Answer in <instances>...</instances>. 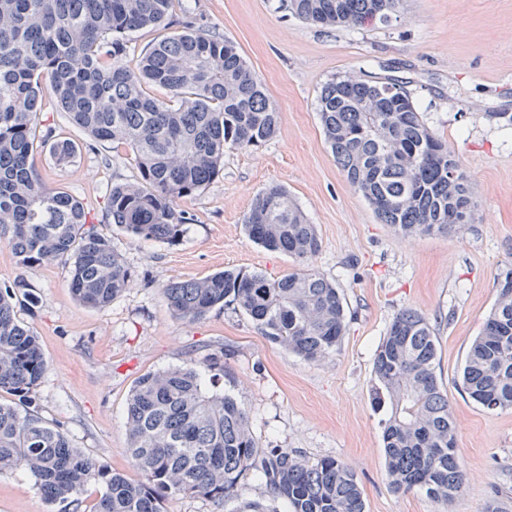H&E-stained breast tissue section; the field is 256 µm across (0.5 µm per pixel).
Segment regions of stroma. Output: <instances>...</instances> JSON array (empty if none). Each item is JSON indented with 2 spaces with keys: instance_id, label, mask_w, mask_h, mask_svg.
Wrapping results in <instances>:
<instances>
[{
  "instance_id": "1",
  "label": "stroma",
  "mask_w": 512,
  "mask_h": 512,
  "mask_svg": "<svg viewBox=\"0 0 512 512\" xmlns=\"http://www.w3.org/2000/svg\"><path fill=\"white\" fill-rule=\"evenodd\" d=\"M180 9L178 21L237 44L279 112V132L259 148L226 150L221 174L178 200L192 219L180 241L144 242L108 215L109 187L138 175L132 153L88 140L44 98L42 132L74 141L78 152L64 167L39 152L36 167L48 187L83 200L132 279L110 306L90 309L72 297L63 265L19 269L0 243V284L21 275L37 295L35 307L17 309L39 336L47 365L33 410L63 428L73 447L132 478L125 415L136 379L183 365L205 374L217 362L219 387L248 414L260 449L341 460L357 475L366 512H486L493 502L512 512V409L486 411L456 383L494 303L497 276L512 269V0H404L388 21L337 29L302 22L285 0H181ZM345 73L403 82L472 183L478 207L460 232L401 238L349 186L316 111L323 84ZM274 182L315 224L321 249L312 264L346 298V334L321 363L268 342L233 306L191 322L163 302L161 287L170 281L232 267L271 278L300 269L298 260L253 244L242 228L255 195ZM405 308L433 329L457 424L465 483L445 505L395 491L386 475V413L372 399L373 355ZM247 502L285 510L252 479L230 490L223 507L177 496L166 509L237 512ZM59 510L30 475L0 473V512Z\"/></svg>"
}]
</instances>
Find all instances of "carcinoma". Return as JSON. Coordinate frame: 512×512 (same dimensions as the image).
Masks as SVG:
<instances>
[{
    "instance_id": "obj_1",
    "label": "carcinoma",
    "mask_w": 512,
    "mask_h": 512,
    "mask_svg": "<svg viewBox=\"0 0 512 512\" xmlns=\"http://www.w3.org/2000/svg\"><path fill=\"white\" fill-rule=\"evenodd\" d=\"M176 0H0V241L22 269L62 263L80 304L103 309L128 288L131 271L88 221L83 202L43 182L34 161L41 79L58 109L89 138L129 149L139 172L112 185L108 212L126 233L151 242L180 240L188 217L177 200L203 191L224 168L227 148H257L276 136L279 113L264 83L231 40L203 28L160 40L124 62L127 38L174 22ZM401 0H288L299 18L325 27L386 21ZM348 75L317 98L324 137L348 184L378 219L403 237L451 234L476 207L470 181L426 126L410 93ZM160 87L169 98L148 94ZM77 145L58 140V166ZM254 244L306 266L281 278L225 269L162 287L168 309L200 321L235 304L267 341L312 363L336 354L346 331L340 288L307 265L321 249L288 189L272 183L243 219ZM36 303L21 276L0 285V472L30 474L61 512H80L94 479L103 492L88 512H165L168 499L198 496L218 504L251 476L288 512H365L355 472L326 456L303 460L259 449L247 413L190 366L148 372L127 400L129 455L138 478L109 470L73 447L66 433L30 410L46 371L37 336L16 316ZM436 338L412 309L393 318L373 361L377 405H389L383 442L396 491L423 490L446 504L463 488L457 431L436 368ZM458 384L487 411L512 409V269L497 278L494 304L459 371Z\"/></svg>"
}]
</instances>
